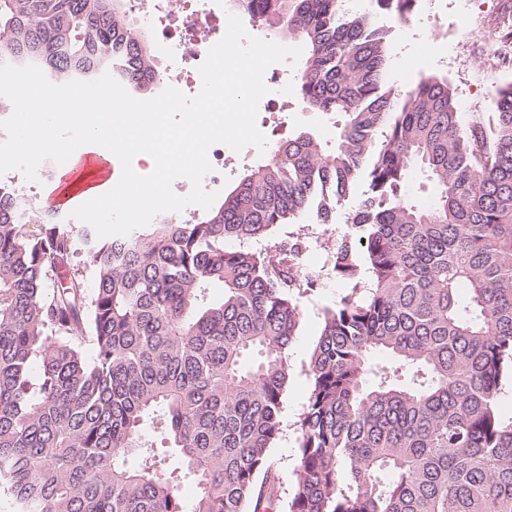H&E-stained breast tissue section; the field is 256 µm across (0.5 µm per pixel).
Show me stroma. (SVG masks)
<instances>
[{
    "label": "stroma",
    "instance_id": "stroma-1",
    "mask_svg": "<svg viewBox=\"0 0 512 512\" xmlns=\"http://www.w3.org/2000/svg\"><path fill=\"white\" fill-rule=\"evenodd\" d=\"M502 0H420L418 11L408 21L397 22L381 15L377 21L389 27V68L387 86L399 93L409 91L428 76L447 77L459 111L488 112L497 85L512 81V68L497 66L482 33L494 25L502 13ZM340 115L322 114L305 108L296 94H289L287 106L260 101L256 124L268 141L287 135L289 130L303 128L314 133L321 142L336 139ZM367 183L358 180L349 195L335 207L330 223L316 224L308 214L299 215L296 224L276 229L274 236L253 242L255 250H263L274 241L294 232L296 226L305 231L302 267L317 280L313 291L300 299L301 328L290 351L291 376L282 412V434L273 450L272 460L279 477L280 493L289 496L294 490V469L298 433L295 422L303 411L310 383L306 362L323 323V313L345 294L348 285L336 279L328 265V257L337 242L349 231V224L363 200Z\"/></svg>",
    "mask_w": 512,
    "mask_h": 512
}]
</instances>
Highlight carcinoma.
<instances>
[{
	"label": "carcinoma",
	"mask_w": 512,
	"mask_h": 512,
	"mask_svg": "<svg viewBox=\"0 0 512 512\" xmlns=\"http://www.w3.org/2000/svg\"><path fill=\"white\" fill-rule=\"evenodd\" d=\"M373 2L402 22L417 0ZM233 3L303 47L296 94L342 115L336 144L303 130L278 140L188 224L115 239L81 225L90 290L72 231L23 220L18 189L0 182V490L12 512H277L272 449L315 280L302 234L250 242L302 213L329 223L365 164L370 194L331 255L351 288L307 359L286 512H512V417L498 408L512 382V83L466 119L443 76L400 101L371 13ZM0 64H35L52 83L118 68L135 97L160 83L124 0H0ZM415 169L435 188L429 206L406 195Z\"/></svg>",
	"instance_id": "obj_1"
}]
</instances>
